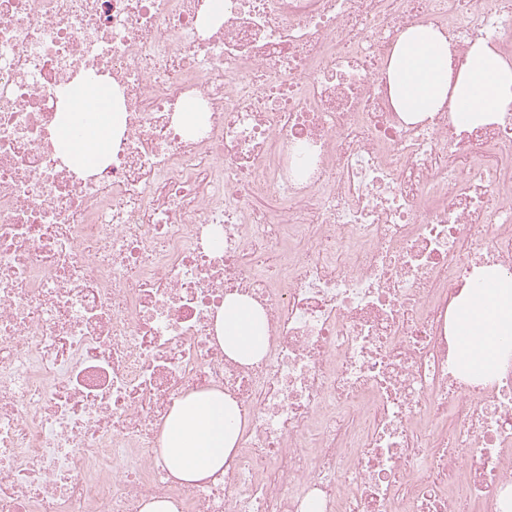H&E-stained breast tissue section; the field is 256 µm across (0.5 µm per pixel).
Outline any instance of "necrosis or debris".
<instances>
[{
	"label": "necrosis or debris",
	"mask_w": 512,
	"mask_h": 512,
	"mask_svg": "<svg viewBox=\"0 0 512 512\" xmlns=\"http://www.w3.org/2000/svg\"><path fill=\"white\" fill-rule=\"evenodd\" d=\"M512 0H0V512H512V359L457 364L451 304L512 273V109L407 121L386 77L425 22L505 58ZM107 79L108 158L55 147ZM202 114L188 128V105ZM265 353L225 354L226 298ZM219 390L240 432L186 483L163 430Z\"/></svg>",
	"instance_id": "1"
}]
</instances>
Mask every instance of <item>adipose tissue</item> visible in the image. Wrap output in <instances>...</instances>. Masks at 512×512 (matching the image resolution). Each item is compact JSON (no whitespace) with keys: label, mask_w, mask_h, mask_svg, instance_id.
<instances>
[{"label":"adipose tissue","mask_w":512,"mask_h":512,"mask_svg":"<svg viewBox=\"0 0 512 512\" xmlns=\"http://www.w3.org/2000/svg\"><path fill=\"white\" fill-rule=\"evenodd\" d=\"M387 76L395 109L411 116L437 111L448 100L456 124L469 128L493 122L499 112L512 107V62L490 43L478 41L465 66L452 70L447 41L429 24L399 35ZM112 109L109 83H75L58 116L59 155L87 168L99 165L112 132ZM455 328L461 337L458 361L472 372L493 375L507 357L502 338L512 335V274L497 267L477 269L474 287L457 304ZM216 331L225 352L237 359L256 356L267 342L263 316L234 298L225 299ZM238 433L233 403L223 393L192 394L167 422L165 464L182 481L205 480L222 471Z\"/></svg>","instance_id":"adipose-tissue-1"}]
</instances>
